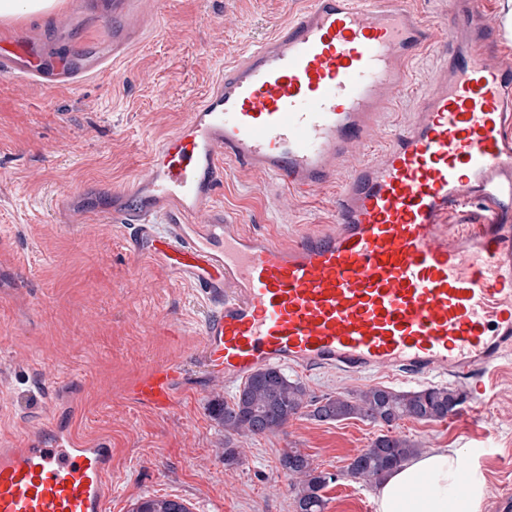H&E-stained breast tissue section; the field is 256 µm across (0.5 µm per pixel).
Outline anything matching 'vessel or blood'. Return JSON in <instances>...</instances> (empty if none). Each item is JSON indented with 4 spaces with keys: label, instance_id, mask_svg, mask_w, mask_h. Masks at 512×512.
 <instances>
[{
    "label": "vessel or blood",
    "instance_id": "obj_1",
    "mask_svg": "<svg viewBox=\"0 0 512 512\" xmlns=\"http://www.w3.org/2000/svg\"><path fill=\"white\" fill-rule=\"evenodd\" d=\"M448 18L444 31L397 0H312L226 66L153 146L148 173L99 209L102 223L131 225V253L160 259L212 302L211 375L389 372L465 380L478 396L512 353V71L487 64L489 26L471 0H450ZM131 39L116 24L71 53L18 33L0 40V76L76 89ZM442 39L419 112L380 160L355 165L336 228L281 244L211 206L227 156L301 194L334 178L351 146L379 134L415 51ZM179 377L151 366L128 395L166 409ZM111 475L107 447H1L0 512H106Z\"/></svg>",
    "mask_w": 512,
    "mask_h": 512
}]
</instances>
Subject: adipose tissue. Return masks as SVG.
<instances>
[{
    "label": "adipose tissue",
    "mask_w": 512,
    "mask_h": 512,
    "mask_svg": "<svg viewBox=\"0 0 512 512\" xmlns=\"http://www.w3.org/2000/svg\"><path fill=\"white\" fill-rule=\"evenodd\" d=\"M486 482L454 448H436L391 471L375 512H480Z\"/></svg>",
    "instance_id": "ef3b65f1"
}]
</instances>
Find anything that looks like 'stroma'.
I'll list each match as a JSON object with an SVG mask.
<instances>
[{
    "label": "stroma",
    "mask_w": 512,
    "mask_h": 512,
    "mask_svg": "<svg viewBox=\"0 0 512 512\" xmlns=\"http://www.w3.org/2000/svg\"><path fill=\"white\" fill-rule=\"evenodd\" d=\"M311 0H174L157 12L138 0L122 25L137 39L125 56L78 90H47L0 78V443L70 436L74 445L112 450L107 512H134L141 499L168 498L188 512H295V477L279 465L300 449L335 474L324 512H375L376 483L346 469L383 425L360 418L322 422L311 413L278 433L225 437L214 400L238 386L208 377L200 358L210 301L198 289L127 247L129 230L103 224L91 206L146 174L153 144L174 134L189 104L225 64L306 10ZM23 31L36 41L81 47L112 33V0H57L48 16L0 18V37ZM442 44L406 66L408 91L383 112V137L356 147L379 159L415 118ZM340 179L299 194L266 174L224 161L213 206L238 216L243 232L282 244L336 224ZM176 364L183 378L172 406L156 413L124 392L138 372ZM309 399L352 396L373 386L413 390L386 374L296 371ZM464 392L466 382H455ZM471 420L404 419L394 431L423 450L457 448L482 471L481 512L512 494V355L480 398L461 404ZM238 450L224 463V445Z\"/></svg>",
    "instance_id": "1"
}]
</instances>
